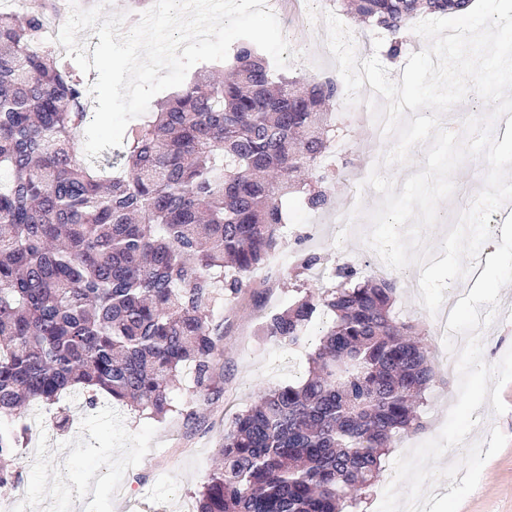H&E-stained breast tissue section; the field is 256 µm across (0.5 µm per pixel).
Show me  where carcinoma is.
<instances>
[{"label": "carcinoma", "instance_id": "1", "mask_svg": "<svg viewBox=\"0 0 512 512\" xmlns=\"http://www.w3.org/2000/svg\"><path fill=\"white\" fill-rule=\"evenodd\" d=\"M332 2L392 36V57L414 20L473 4ZM54 7L0 8V414L88 389L163 416L186 364L196 393L216 401L224 332L212 308L276 249L289 194L328 204L322 161L343 88L326 77L300 91L243 40L227 74L200 70L157 102L108 173L74 150L88 91L44 44ZM355 275L338 269L336 286L264 322V336L299 347L320 312L333 314L307 378L224 427L197 512H358L385 451L425 430L415 403L434 377L428 351L393 315V285ZM14 443L0 435V488L19 478Z\"/></svg>", "mask_w": 512, "mask_h": 512}]
</instances>
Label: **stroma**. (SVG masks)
Returning a JSON list of instances; mask_svg holds the SVG:
<instances>
[{
    "label": "stroma",
    "instance_id": "35a3bbf8",
    "mask_svg": "<svg viewBox=\"0 0 512 512\" xmlns=\"http://www.w3.org/2000/svg\"><path fill=\"white\" fill-rule=\"evenodd\" d=\"M322 0L306 29L283 26L289 43L309 46L306 55L295 56L286 72L291 77L319 79L337 77L332 56L326 51V28L322 16L330 12ZM355 48L366 56H377L392 79H401L411 54L427 45L424 38L409 33L397 57H390L387 35L365 37L364 29L349 23ZM362 102L355 111L334 113L343 132L330 145L333 176L328 182V204L321 209L305 205L302 194L289 196L284 204L287 226L275 251L279 265L255 270L250 285L241 295L218 303L213 315L224 328V347L216 359L215 374L221 397L204 407L197 419L178 414L179 406L192 399L190 366L180 372L181 385L173 394L175 409L165 416L112 403L99 398L89 406L85 393L65 395L58 403H36L20 414L0 415V434L18 437L16 469L25 492L24 512H196L198 493L220 462L224 427L232 418L253 405L268 390L295 385L307 368L308 351L270 340L262 335L266 317L286 309L300 293H319L333 281L334 270L352 267L359 279L373 276L375 251L366 243L371 224L353 225L341 236L329 218L343 208L352 191H360L368 208L380 200L365 179L371 171L366 159L385 154L393 138L375 141L364 119L370 86H363ZM482 159H468L455 173V195L440 206L441 221L427 235L438 247L447 221L464 211L481 185L475 169ZM321 262L304 270L309 255ZM420 270L412 265L403 270L385 269L383 277L395 286L393 310L400 320L416 325L422 343L435 348L434 315L419 299ZM459 378L436 370L418 412L427 428L421 433L398 437L382 458L384 473H392L394 461L413 447L436 437L457 400ZM501 397L505 413L494 415L490 404L478 410L481 434L498 428L508 438L506 445L484 465L476 489L462 502L459 512H512V382Z\"/></svg>",
    "mask_w": 512,
    "mask_h": 512
}]
</instances>
